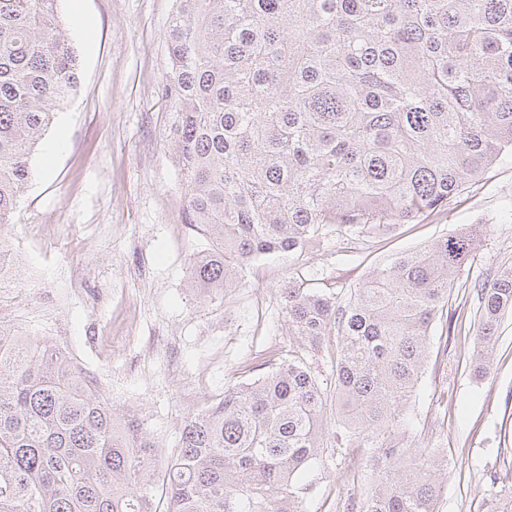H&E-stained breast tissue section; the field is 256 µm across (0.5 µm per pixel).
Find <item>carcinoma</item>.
<instances>
[{
	"mask_svg": "<svg viewBox=\"0 0 512 512\" xmlns=\"http://www.w3.org/2000/svg\"><path fill=\"white\" fill-rule=\"evenodd\" d=\"M169 140L186 223L210 248L190 286L328 234L365 239L446 206L512 152V0H175ZM58 0H0V253L32 154L76 90ZM488 225L402 253L348 293L288 285L289 332L339 338L336 447L375 475L358 512H435L448 458L406 415L432 324ZM472 377L492 373L512 268L479 289ZM327 393L301 357L186 421L178 451L118 415L74 359L0 320V512H301Z\"/></svg>",
	"mask_w": 512,
	"mask_h": 512,
	"instance_id": "obj_1",
	"label": "carcinoma"
}]
</instances>
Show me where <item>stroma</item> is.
<instances>
[{"instance_id":"obj_1","label":"stroma","mask_w":512,"mask_h":512,"mask_svg":"<svg viewBox=\"0 0 512 512\" xmlns=\"http://www.w3.org/2000/svg\"><path fill=\"white\" fill-rule=\"evenodd\" d=\"M175 0H59L78 61L76 92L32 156L34 175L8 236L16 286L0 320L68 351L117 407L138 410L165 455L184 423L225 388L300 356L288 333V284L344 292L398 254L467 224H487L432 329L409 412L422 445L448 457L438 512H495L512 501V313L501 320L491 377L469 368L476 287L512 265V153L447 208L365 240L329 236L247 268L241 288L199 295L189 259L208 247L186 224L160 84ZM78 277L80 290L68 286ZM349 449L329 447L300 478L303 512H349L369 487Z\"/></svg>"}]
</instances>
